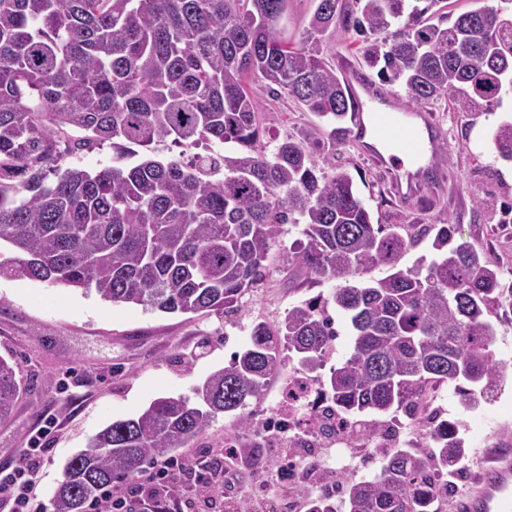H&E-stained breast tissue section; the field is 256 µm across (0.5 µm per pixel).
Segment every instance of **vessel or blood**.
Listing matches in <instances>:
<instances>
[{
    "mask_svg": "<svg viewBox=\"0 0 512 512\" xmlns=\"http://www.w3.org/2000/svg\"><path fill=\"white\" fill-rule=\"evenodd\" d=\"M344 79L357 101L352 139L389 174L395 194L408 199L436 193L431 175L439 162L437 123L398 95L383 92L368 76L344 65ZM460 512H512V460L503 459L482 477V488L461 500Z\"/></svg>",
    "mask_w": 512,
    "mask_h": 512,
    "instance_id": "obj_1",
    "label": "vessel or blood"
}]
</instances>
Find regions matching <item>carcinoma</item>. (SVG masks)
<instances>
[{
  "instance_id": "obj_1",
  "label": "carcinoma",
  "mask_w": 512,
  "mask_h": 512,
  "mask_svg": "<svg viewBox=\"0 0 512 512\" xmlns=\"http://www.w3.org/2000/svg\"><path fill=\"white\" fill-rule=\"evenodd\" d=\"M354 0L336 22L319 0L301 42L280 36L286 0H0V276L85 290L116 305L166 314L229 313L262 281L271 247L291 224L294 271L336 281L329 296L249 327L250 343L195 389L198 401L163 397L116 420L65 464L55 512H85L106 485L136 480L198 436L219 413L249 426L246 407L286 362L319 386L359 428L412 414L430 386L447 384L472 405L464 380L492 391L506 375L494 357V319L512 308L483 249L452 245L437 228L429 265L398 267L411 246L396 224H375L336 146L355 100L320 42L329 28L384 83L400 82L417 108L443 100L483 112L512 87V0L457 16L444 28L439 0ZM325 119L331 154L287 135L272 149L250 79ZM171 141L179 157L159 159ZM512 159V122L493 136ZM112 145L94 173L61 162ZM236 150L228 153L225 145ZM384 266L389 274L372 278ZM349 317V349L319 374L338 331L329 308ZM17 362L0 357V420L20 392ZM465 453L456 423H416L411 447L389 448L379 473L343 481L345 512H431L448 498V468Z\"/></svg>"
}]
</instances>
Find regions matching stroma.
<instances>
[{
    "mask_svg": "<svg viewBox=\"0 0 512 512\" xmlns=\"http://www.w3.org/2000/svg\"><path fill=\"white\" fill-rule=\"evenodd\" d=\"M253 88L254 108L270 134L314 132L325 137L322 118L302 111L287 96L270 93L262 81H255ZM430 110L448 143L442 199L400 202L388 176L353 142L339 146L336 162L353 175L374 223L401 224L416 234L401 268L431 256L432 239L425 236V228L450 220L459 228L455 243L488 251L502 282L512 283V161L498 158L492 140L498 125L512 120V94L491 112H456L442 102ZM293 239V233L282 235L269 251L260 287L245 298L238 313L226 316L116 306L92 290L0 276V357L18 361L17 379L25 388L11 417L0 421V468L22 465L30 436L46 418L54 420L39 459L36 512H53V491L65 463L97 432L136 415L157 398H194L198 385L228 365L232 352L248 345L253 320L276 322L293 306L335 288L332 280L316 283L293 275L288 261ZM289 378L286 370L272 377L260 400L250 403V431H241L234 416L218 414L177 450V457L196 462L221 459L229 432L238 446L250 447L259 438L266 408ZM445 407L459 421L468 450L449 468L448 482L469 486L496 464L498 434L512 428V377H505L493 397L470 408L463 407L456 393L447 392Z\"/></svg>",
    "mask_w": 512,
    "mask_h": 512,
    "instance_id": "obj_1",
    "label": "stroma"
}]
</instances>
